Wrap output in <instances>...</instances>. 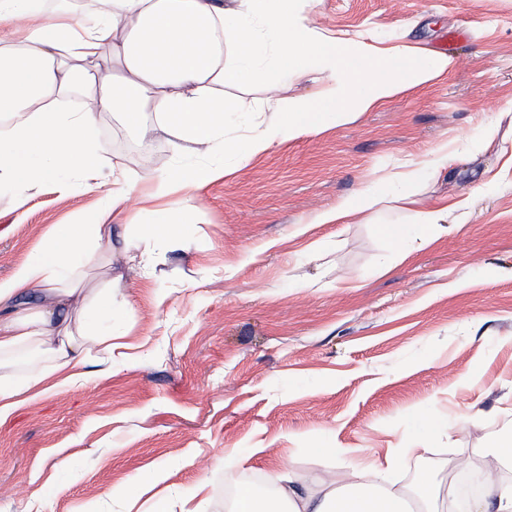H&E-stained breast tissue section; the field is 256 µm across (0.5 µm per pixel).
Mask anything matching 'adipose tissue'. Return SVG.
<instances>
[{"label": "adipose tissue", "mask_w": 512, "mask_h": 512, "mask_svg": "<svg viewBox=\"0 0 512 512\" xmlns=\"http://www.w3.org/2000/svg\"><path fill=\"white\" fill-rule=\"evenodd\" d=\"M100 2L79 17L47 14L44 0H0V25L23 23L15 40L0 45V184L17 188L18 207H25L32 184L65 170L87 184L103 182L107 208L122 219L136 184L122 166L99 164L105 149L92 131L103 112L120 113L143 138L171 131L175 152L218 151L242 163L426 86L454 65L444 54L423 58L405 46L380 51L317 30L310 0ZM266 51L285 78L317 74L321 85L315 96L289 100L269 85L268 120L241 136L224 90L245 84ZM148 112L155 123L145 122ZM448 166L447 149L438 148L387 172L385 178L410 185L401 201L414 223L444 224L450 212L469 208L467 197L424 206L413 194V187L446 175ZM216 175L209 165L179 166L155 180L140 193L153 229L170 224L174 212L195 208L198 190ZM380 181L317 213L315 223H366L389 204ZM116 261L111 225L57 224L38 257L0 283V416L17 405L18 367H25L29 388L52 378L70 385L82 378L92 352L111 350L112 337L98 321L112 312V291L88 282L97 271L111 272ZM30 297L38 301L32 311L21 306ZM29 350L37 359L22 361ZM405 454L397 448L386 466L347 464L309 484L273 471L275 497L243 485L230 512H414L408 490L388 480Z\"/></svg>", "instance_id": "obj_1"}]
</instances>
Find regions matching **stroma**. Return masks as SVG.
I'll use <instances>...</instances> for the list:
<instances>
[{"mask_svg": "<svg viewBox=\"0 0 512 512\" xmlns=\"http://www.w3.org/2000/svg\"><path fill=\"white\" fill-rule=\"evenodd\" d=\"M315 25L385 51L448 52L454 67L344 124L233 166L178 212L169 238L146 237L139 196L112 237L130 256L112 286L111 359L90 360L0 418V512H174L205 492L225 512L230 488L285 467L304 480L344 459L425 447L395 475L447 485L453 465L492 463L512 435V0H313ZM237 112L260 117L317 82L279 81L272 57ZM96 140L139 184L179 161L171 136L142 141L114 112ZM458 153L422 202L471 197L455 224L395 244L389 210L369 224H315L375 170L439 146ZM106 190L69 174L30 188L17 208L0 188V282L56 224H81ZM322 455H313V448Z\"/></svg>", "mask_w": 512, "mask_h": 512, "instance_id": "1", "label": "stroma"}]
</instances>
